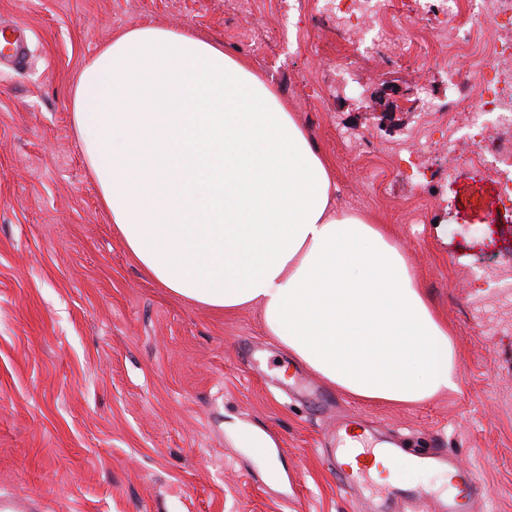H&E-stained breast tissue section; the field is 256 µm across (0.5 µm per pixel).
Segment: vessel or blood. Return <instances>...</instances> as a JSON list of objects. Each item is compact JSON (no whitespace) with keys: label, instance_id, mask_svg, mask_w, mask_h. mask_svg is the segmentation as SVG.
Wrapping results in <instances>:
<instances>
[{"label":"vessel or blood","instance_id":"b4317fda","mask_svg":"<svg viewBox=\"0 0 512 512\" xmlns=\"http://www.w3.org/2000/svg\"><path fill=\"white\" fill-rule=\"evenodd\" d=\"M26 33L15 24L0 29V66L21 63L25 55ZM420 468L444 470L451 477L455 494L436 498L417 487L382 486V504L368 505L364 512H482L483 486L473 469L462 466L447 451L436 449L419 461Z\"/></svg>","mask_w":512,"mask_h":512}]
</instances>
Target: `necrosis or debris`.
I'll return each mask as SVG.
<instances>
[{
  "instance_id": "1",
  "label": "necrosis or debris",
  "mask_w": 512,
  "mask_h": 512,
  "mask_svg": "<svg viewBox=\"0 0 512 512\" xmlns=\"http://www.w3.org/2000/svg\"><path fill=\"white\" fill-rule=\"evenodd\" d=\"M317 10L337 21L369 18L376 25L361 31L360 41L385 56L393 52L395 40L382 21L402 8V0H313ZM409 21L416 27L414 47L437 49V58L456 88L448 99L426 98L425 107L447 121L446 132L456 135L465 128L477 136V147L466 154H452L453 170L464 169L480 176L489 169L512 162V137H491L495 128L512 130V39L490 38L476 54L468 72L456 65L459 52L470 49L474 31L468 20L487 18L494 29H512V0H413Z\"/></svg>"
}]
</instances>
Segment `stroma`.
Masks as SVG:
<instances>
[{
	"label": "stroma",
	"instance_id": "35a3bbf8",
	"mask_svg": "<svg viewBox=\"0 0 512 512\" xmlns=\"http://www.w3.org/2000/svg\"><path fill=\"white\" fill-rule=\"evenodd\" d=\"M29 56L0 72V496L26 512H359L327 451L336 422L445 448L473 465L485 512H512V206L494 176L449 173L446 152L395 166L434 125L423 97L454 88L433 57L382 62L296 0H0ZM158 25L221 40L269 81L331 163L346 209L385 225L453 331L457 388L416 405L355 399L291 356L257 311L178 297L148 276L100 203L69 89L114 36ZM353 60L347 76L315 47ZM390 113V126L381 116ZM504 244L488 254L477 229ZM259 428L271 457L237 440Z\"/></svg>",
	"mask_w": 512,
	"mask_h": 512
}]
</instances>
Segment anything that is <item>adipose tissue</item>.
<instances>
[{"instance_id": "obj_1", "label": "adipose tissue", "mask_w": 512, "mask_h": 512, "mask_svg": "<svg viewBox=\"0 0 512 512\" xmlns=\"http://www.w3.org/2000/svg\"><path fill=\"white\" fill-rule=\"evenodd\" d=\"M70 101L113 224L164 288L259 309L288 354L354 397L417 404L456 389L448 324L403 251L336 205L328 159L221 42L131 27Z\"/></svg>"}]
</instances>
